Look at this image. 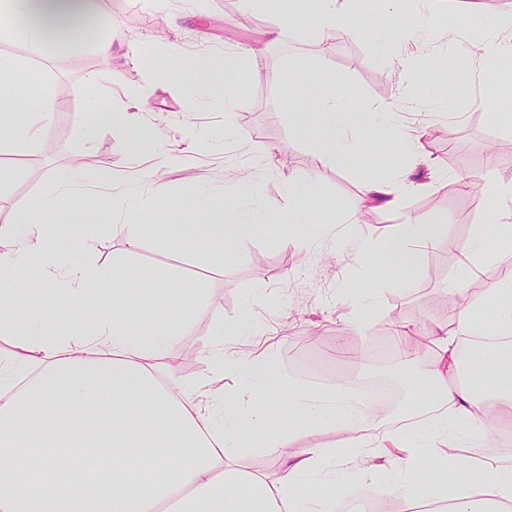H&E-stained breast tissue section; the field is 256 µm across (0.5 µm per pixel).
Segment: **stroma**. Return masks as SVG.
I'll return each instance as SVG.
<instances>
[{
    "instance_id": "35a3bbf8",
    "label": "stroma",
    "mask_w": 512,
    "mask_h": 512,
    "mask_svg": "<svg viewBox=\"0 0 512 512\" xmlns=\"http://www.w3.org/2000/svg\"><path fill=\"white\" fill-rule=\"evenodd\" d=\"M468 2L464 11L452 0H438L434 12L423 13L413 0H397L386 12L378 0H356L354 26L335 30L331 44L312 15V0H302L289 23L270 2L249 14L242 0H166L160 7L150 0H98L95 41L38 53L0 20V53L24 63L31 90L27 97L10 92L0 102V124L39 110L42 83L56 91L49 126L37 130L32 142L0 146V225L19 219L49 191L74 195L85 210L90 243L83 249L61 236L55 244L59 256L75 269L88 263L105 268L118 288L146 274L206 289L211 304L194 314L191 330L166 354L165 366L183 380L208 374L201 352L223 331L225 347L241 363L237 375L222 383L229 395L247 383L255 354L268 351L277 364L279 419L290 425L297 418L287 401L294 386L350 390L367 380L374 364L396 359V352L378 351L395 322L412 330L447 323V282L461 262L456 244L489 223L496 209L482 194L458 186L489 168L512 183V124L501 115L502 106L512 105V55L484 58L482 76L473 79L467 95L453 88L461 52H480L495 36L497 19L512 11V0ZM450 24L458 32L453 45L445 36ZM405 26L421 36L419 75L412 83L392 55L391 37ZM107 37L115 47L104 57L95 42ZM173 43L179 47L175 56L169 52ZM227 50L242 55L230 131L222 97L211 88L186 86L181 78L184 69H208ZM91 72L100 77L94 92L85 83ZM286 74L303 88L304 105L282 85ZM330 83L351 112L371 115L370 127L359 131L360 149L336 164L321 161L312 145L321 122L317 103ZM132 100L146 101L139 120L156 135L147 155L129 153L118 121L97 124L91 140L79 137L80 127L97 123V113ZM399 120L415 128L421 153L441 177L407 194L399 211L360 208L365 182L394 177L407 163L408 149L392 132ZM265 147L283 149L287 162L262 155ZM158 185L166 190L164 198L154 194ZM228 191L238 195L247 214L265 222L263 232L238 240L221 256L183 253L152 238L128 253L121 225L180 230L196 223L199 194ZM409 219L442 225L444 241L425 249L416 269L396 277L375 256ZM29 283L26 274L15 281L18 314L66 329L70 310L55 292H29ZM400 371L401 404L420 408V418L403 425L396 412H387L374 424L381 438L417 431L438 412L407 385L417 367L404 364ZM509 458L512 441L491 438L457 449L443 472L459 476L455 462L463 459L469 463L464 474L476 480L496 460ZM298 494L340 505L376 496L364 475L305 483Z\"/></svg>"
}]
</instances>
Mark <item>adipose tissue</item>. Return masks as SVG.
I'll list each match as a JSON object with an SVG mask.
<instances>
[{"mask_svg":"<svg viewBox=\"0 0 512 512\" xmlns=\"http://www.w3.org/2000/svg\"><path fill=\"white\" fill-rule=\"evenodd\" d=\"M11 9L37 49L48 32L71 41L91 36L99 24L95 0H11ZM320 110L325 120L313 139L318 157L333 164L349 158V115L335 93H327ZM425 163L423 154L412 152L400 176L366 183L364 201L386 213L398 211L404 194L419 190L413 174ZM475 188L502 208L493 224L479 226L460 244L462 278L501 261L489 241H512V185L488 170ZM69 205L60 196L0 225V238L14 242L0 253V333L10 339L9 350L0 353V512H308L297 494L301 483L339 473L389 479L393 447L404 453L410 470L427 476L431 498L447 501L449 512L512 502L511 463L491 467L479 483L440 478L449 448L491 437L490 412L512 413V273L466 303L451 324L429 330L434 353L425 378L410 385L443 412L413 437L392 438L387 446L370 441V411L347 397L304 388L292 398L303 426L287 431L265 389L275 370L272 357L253 362L251 383L229 398L210 390L209 377L178 381L157 367V358L189 332L193 311L208 305L205 289H190L180 311L163 322L153 300L137 298L132 288L124 291L127 304L111 316L97 315L106 270L90 266L74 274L52 258V216ZM198 209V223L172 237L181 250L220 255L232 236L261 230L243 220L233 195L201 196ZM440 241L438 225L409 220L398 226L379 261L390 272H406L417 267L422 248ZM35 253L42 276L62 281L67 301L81 309L67 333L16 313L10 283ZM488 308L494 312L489 323L478 317ZM465 337L482 344L462 352ZM486 380L497 382L495 392L481 391ZM324 430L336 431L337 443L304 445L306 432ZM249 433L261 435V442H245ZM257 450L277 456L273 482L228 464Z\"/></svg>","mask_w":512,"mask_h":512,"instance_id":"ef3b65f1","label":"adipose tissue"}]
</instances>
